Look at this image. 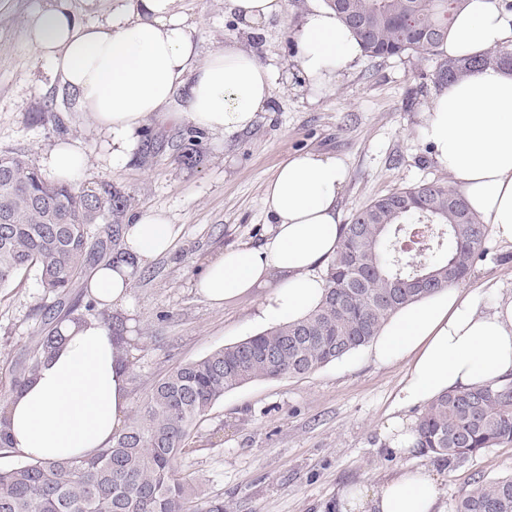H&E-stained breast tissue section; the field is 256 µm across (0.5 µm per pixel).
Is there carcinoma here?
Instances as JSON below:
<instances>
[{
    "instance_id": "1",
    "label": "carcinoma",
    "mask_w": 512,
    "mask_h": 512,
    "mask_svg": "<svg viewBox=\"0 0 512 512\" xmlns=\"http://www.w3.org/2000/svg\"><path fill=\"white\" fill-rule=\"evenodd\" d=\"M371 58L436 55L464 0H323ZM488 63L512 67L495 48L439 64L435 83L449 85ZM130 197L108 181L76 186L49 181L20 155L0 153V288L34 271L46 313L62 310L83 272L120 258ZM487 234L462 195L435 182L404 187L361 209L345 225L324 270L320 305L296 322L273 326L181 364L160 379L131 423L89 458L25 459L0 469V512H224L179 474L193 427L224 393L259 379L301 376L365 346L397 308L469 274ZM64 338L39 337L34 361L11 381H32ZM417 445L453 463L512 444V382L446 392L417 417ZM454 512H512V476L478 479Z\"/></svg>"
}]
</instances>
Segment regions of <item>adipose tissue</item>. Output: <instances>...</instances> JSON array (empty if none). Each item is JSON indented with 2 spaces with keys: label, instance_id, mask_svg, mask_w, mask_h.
<instances>
[{
  "label": "adipose tissue",
  "instance_id": "ef3b65f1",
  "mask_svg": "<svg viewBox=\"0 0 512 512\" xmlns=\"http://www.w3.org/2000/svg\"><path fill=\"white\" fill-rule=\"evenodd\" d=\"M181 0H111L104 21L85 22L71 0H45L26 21L25 40L74 111L87 115L103 137L110 163L131 162L149 120H187L197 129L230 135L253 126L272 97L273 75L237 40L202 53L196 25ZM228 14L261 34L285 15L287 0H224ZM303 81L336 86L338 72L361 55L353 33L316 4L295 31ZM512 40V13L502 0H467L440 46L463 59ZM419 137L434 165L447 172L494 238L512 245V70L491 64L438 91L422 114ZM343 158L305 152L282 162L268 181L264 207L272 236L218 253L201 270L196 289L214 304L260 285L270 268L286 280L261 301L263 319L294 322L315 309L326 288L318 268L335 254L344 232L340 195ZM173 224L160 213L129 215L124 251L133 262H102L88 283L99 307L126 303L135 265L170 251ZM65 344L36 377L7 402L11 448L31 459L90 457L125 428L128 370L108 325L63 320ZM379 365L406 363L397 400L423 406L443 393L512 382V296L486 303L480 291L451 285L396 310L371 340ZM414 421L391 418L385 440L402 461L379 487L343 488L339 512H440L435 468L411 467L417 455Z\"/></svg>",
  "mask_w": 512,
  "mask_h": 512
}]
</instances>
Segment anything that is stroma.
Returning <instances> with one entry per match:
<instances>
[{
    "label": "stroma",
    "instance_id": "1",
    "mask_svg": "<svg viewBox=\"0 0 512 512\" xmlns=\"http://www.w3.org/2000/svg\"><path fill=\"white\" fill-rule=\"evenodd\" d=\"M312 2L288 0L285 16L252 36L239 31L224 0H182L202 51L222 48L234 36L271 68L269 107L251 129L232 135L206 134L186 121L147 125L132 161L115 167L88 118L54 96L50 76L25 44L26 20L43 0H0V152L21 153L40 170L58 141H74L91 158L78 184L112 182L130 195L132 211L163 212L177 231L173 250L148 263L152 278L135 272L129 301L109 311L133 338L132 405L174 366L266 330L260 302L282 282L279 270L270 269L263 287L221 305L198 295L194 279L220 251L271 237L263 198L281 162L301 151L344 158L348 180L339 207L346 221L391 191L451 183L416 133L437 91L440 57L362 56L341 72L335 90L317 94L299 75L292 36ZM51 111L63 129L48 120ZM192 140L201 158L189 167L179 154ZM461 286L511 295L512 245L486 238ZM43 305L35 273L0 289V399L8 396L12 366L33 362L37 337L55 326ZM406 375L405 364L378 365L361 348L303 376L247 383L225 393L198 422L179 471L223 500L224 512H336L342 488L380 485L399 467L382 429L391 417L422 412L397 405ZM416 463L441 472V505L452 512L474 480L512 475V445L452 465L430 453Z\"/></svg>",
    "mask_w": 512,
    "mask_h": 512
}]
</instances>
